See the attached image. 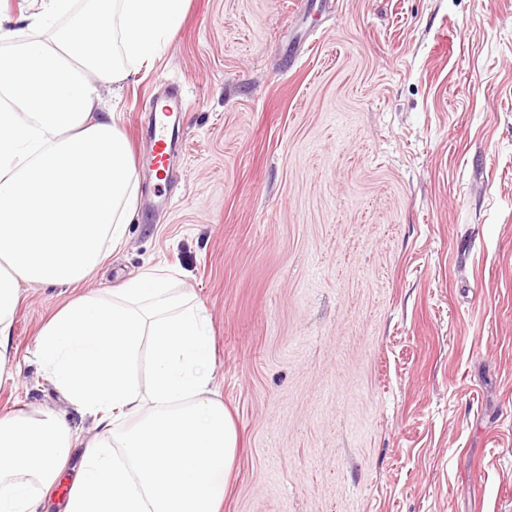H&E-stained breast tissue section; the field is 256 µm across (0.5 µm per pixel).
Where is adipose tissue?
I'll return each mask as SVG.
<instances>
[{"instance_id":"1","label":"adipose tissue","mask_w":512,"mask_h":512,"mask_svg":"<svg viewBox=\"0 0 512 512\" xmlns=\"http://www.w3.org/2000/svg\"><path fill=\"white\" fill-rule=\"evenodd\" d=\"M31 2L18 19L28 39L5 48L0 33V385L20 367L21 284L80 282L125 241L138 182L99 85L149 67L186 5ZM32 354L99 431L80 442L54 412L1 415L0 512H39L77 445L64 512H220L238 434L218 397L210 318L164 267L68 303Z\"/></svg>"}]
</instances>
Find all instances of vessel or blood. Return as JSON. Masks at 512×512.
I'll return each instance as SVG.
<instances>
[{
  "mask_svg": "<svg viewBox=\"0 0 512 512\" xmlns=\"http://www.w3.org/2000/svg\"><path fill=\"white\" fill-rule=\"evenodd\" d=\"M183 109L184 97L178 86H166L156 97L143 152L144 175L152 177L169 172L171 158L180 145V114Z\"/></svg>",
  "mask_w": 512,
  "mask_h": 512,
  "instance_id": "1",
  "label": "vessel or blood"
}]
</instances>
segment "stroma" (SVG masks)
Instances as JSON below:
<instances>
[{
  "instance_id": "1",
  "label": "stroma",
  "mask_w": 512,
  "mask_h": 512,
  "mask_svg": "<svg viewBox=\"0 0 512 512\" xmlns=\"http://www.w3.org/2000/svg\"><path fill=\"white\" fill-rule=\"evenodd\" d=\"M186 0L104 88L131 150L182 88L171 203L88 281L23 285L0 415L95 421L29 359L149 265L206 309L239 436L222 512H512V0Z\"/></svg>"
}]
</instances>
